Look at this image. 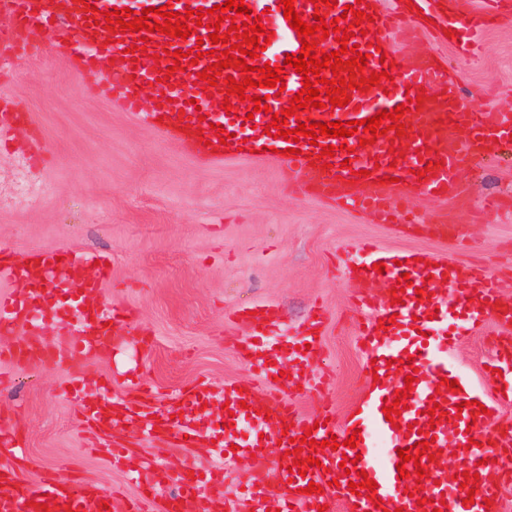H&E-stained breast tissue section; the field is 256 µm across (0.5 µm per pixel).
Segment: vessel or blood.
<instances>
[{
  "instance_id": "vessel-or-blood-1",
  "label": "vessel or blood",
  "mask_w": 512,
  "mask_h": 512,
  "mask_svg": "<svg viewBox=\"0 0 512 512\" xmlns=\"http://www.w3.org/2000/svg\"><path fill=\"white\" fill-rule=\"evenodd\" d=\"M222 0H0V10L8 13L13 22L11 34L0 35V55L11 56L21 50L36 34L38 27H52L55 43L83 70L94 69L97 60L109 62L99 89L117 91L121 108L143 124L192 149L198 163L210 165L222 162L224 157L241 155L248 158L263 147L277 149L278 163L287 172L289 181L297 189L313 190L336 206L368 214L380 224H412L416 218L404 207L410 196L419 193L445 201L458 191L465 169L473 166L482 155L496 149L498 143L512 139L511 112H476L468 107L456 85L437 67L434 58L419 56L408 59L397 46L401 34L415 35L421 28L419 16L437 19L443 26L454 29L455 47L460 55L472 58L479 49V38L487 27L501 17V0H484L480 9H466L464 0H455L454 11L444 12L443 0H396L392 9L385 10L379 0H366L367 12L373 21L366 35H355L361 53L369 57L367 68L371 71H389L393 80L386 87H374L366 92H353L349 105L323 107L312 110L299 109L297 117L288 118L287 129L297 128L299 120L315 122H344L361 120L376 115L378 111L394 110L406 102L408 95H422L418 110L412 111L413 123L405 135L388 130L375 143L360 145L358 136L326 139L319 137L317 144H310L307 137H300L296 144L284 138L266 134L265 127L271 113L288 107L290 98L303 87L302 76L294 68H286V88L280 96L267 98L269 112L255 111L251 101L257 88H247V101L234 102L232 111L215 116L214 101L222 100L218 87L210 91L195 88L184 93L180 85L186 77L206 68L210 60L207 51L213 50L206 27L196 28L194 35L174 38L152 33L147 41V54L139 61L123 58L122 53L133 42L132 34L121 35L119 42L111 44L101 26L88 19L87 5L110 12L128 8L139 12L145 8L170 5L172 11L185 12L198 8L210 9ZM255 13L261 14L262 24L272 31L273 38L254 59V66L284 65L287 55L298 54L302 44L296 31L284 17L281 0H246ZM336 7L313 6L311 0H294L302 20L313 22L315 14L339 18L340 28L348 23L342 18L345 6L355 0H336ZM380 42L393 60L392 68H384L379 57L369 56V45ZM201 47L204 58L197 64L187 59H174L173 51ZM162 53L163 65L171 67L170 86L158 96L152 110H142V87L155 85L159 68L152 56ZM220 121L227 133L229 144L211 147L213 130L211 121ZM29 113L15 109L4 98L0 99V133L6 129L30 124ZM336 147L333 166L324 170L310 165L309 158L319 155L326 143ZM295 146V153H288V146ZM350 161V168H343V161ZM428 168L427 180H418L415 172ZM370 171L375 180L372 191H362L352 182V171ZM354 267L346 268L345 276L357 287L354 304L361 313L360 340L365 347L366 359L375 363L378 378L370 382L360 412L351 419L337 422L332 403H325L315 417L298 414L294 405L282 397L275 380L281 370H288L293 384L306 383L320 389L326 386L329 370L311 372L321 341L319 336L324 317L310 320L303 341L309 342L307 351L297 350L295 344H282L276 334L282 318L276 306L254 304L253 314L239 313L238 320L246 324L250 334L238 341L236 350L246 365L256 375L255 382L245 385L230 382L221 391L211 390L202 382L182 393L179 401L184 411L180 419L163 416L152 418L146 399L130 400L115 396L99 395L86 400L82 397L85 375L81 365L88 358L108 354L118 336L115 324L120 314L102 294L100 279L86 277L85 266L94 263V256L53 249L36 248L21 259H0V278L13 284L29 282L24 293H0V332L23 333L24 344L0 347V360L9 363H49L65 368L70 389L68 398L78 403L87 422L104 432L113 434L123 430L125 423L137 421L144 440L173 439L176 446L217 445L225 452L227 461L236 457L257 456L266 460L264 469L252 474L243 496L254 512H318L319 506L332 504L335 498L344 499L354 512H503L502 490L497 481L478 479L479 486L473 503H466V489L448 487V470L429 460H422L425 477L401 478L397 465L399 450L413 447L415 442L429 441L431 450L456 443L459 460L479 461L497 459L499 464L512 465V435L496 430L491 416L473 407L475 398L470 388L452 392L441 384L442 378H453L454 373L447 359L440 354L441 342L437 331L442 324H451L450 339L456 340L477 330L487 316L498 321L499 332L491 348L493 357L483 373L485 385L495 388L501 383L500 368L512 366V346H506L512 333V304H503L495 276L482 265L460 267L452 261L441 260L437 265L415 261L413 253H390L377 249L369 242L355 248ZM384 263V272H377L376 263ZM409 274L411 286L406 287L400 303L390 297L379 298L367 291L369 282H381L385 288L395 287L402 274ZM81 291L79 315L55 307L50 282ZM456 289L459 298L455 309H448L433 298L437 285ZM424 289L426 299H418L417 289ZM57 326L60 335L69 339L66 347L58 348L43 335L45 326ZM413 359L410 368L401 367L404 359ZM416 375L413 390L406 398L405 410L396 422L386 421L382 411L396 391L405 388L407 375ZM228 402L234 413L235 424L257 421L259 433L247 438L235 436L231 428H215L210 421L209 406ZM440 405L442 419L431 420L428 410ZM311 433L313 440L302 446L303 455H317L320 466L310 467L307 474L292 475L288 469L293 464L292 442ZM359 433L356 447L345 444L352 433ZM382 436L387 448L383 456L371 453L367 440L372 435ZM337 437L338 450L327 447L330 437ZM322 441L323 449L312 446ZM279 447V454H272V447ZM22 442L9 421L0 422V457L12 459L22 456ZM353 459L352 474H343L342 458ZM366 471L377 483L373 497L352 493L351 482L357 481L358 471ZM196 468L185 466L178 476L180 494L158 498L153 494L158 482L150 461H141L132 473L144 494L129 499L102 486L75 481L63 474H51L38 481L20 476L0 477V512H198L207 506L209 512H227L229 502L224 497V469L216 467L206 472L203 480H196ZM320 485V492L308 495L304 489L309 483ZM209 485L212 491L207 503H200L197 491L200 485Z\"/></svg>"
}]
</instances>
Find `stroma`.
<instances>
[{"instance_id":"1","label":"stroma","mask_w":512,"mask_h":512,"mask_svg":"<svg viewBox=\"0 0 512 512\" xmlns=\"http://www.w3.org/2000/svg\"><path fill=\"white\" fill-rule=\"evenodd\" d=\"M480 58H458L450 43L419 36L414 53L438 57L465 102L478 111L512 112V19L484 33ZM76 65L45 30L19 55L0 60V95L30 113L33 124L17 130L0 149V247L14 257L34 248L101 252L110 258L103 292L133 316L132 334L111 356L86 361L94 385L128 394L136 376L154 394L156 409L197 381L213 388L248 383L254 375L236 354L247 328L234 311L256 302L280 309L286 332H301L315 307L326 312L322 356L333 382L324 389L285 390L300 415L313 416L332 402L338 420L356 412L368 385L349 296L354 288L336 267L363 240L383 250H408L467 266L479 258L512 301V144L499 148L462 177L458 197L440 202L424 195L411 203L422 220L444 210L457 227L455 240L377 224L365 214L337 208L290 189L277 162L233 159L215 166L195 162L186 146L125 112L116 98L81 91ZM50 161H36L37 200H10L14 164L32 158L36 143ZM501 210L471 220L489 197ZM495 331L486 323L452 343L448 359L464 382L485 396L482 368L492 356ZM64 370L30 364L0 381V417L14 423L26 443L19 468L25 479L47 472L71 475L140 497L127 468L113 462L96 431L80 421V409L58 392ZM133 456L156 457L163 470L219 463L212 449L183 450L172 443L141 441L128 426Z\"/></svg>"}]
</instances>
